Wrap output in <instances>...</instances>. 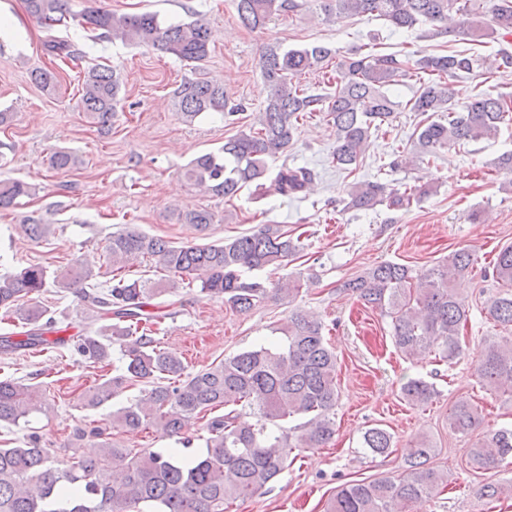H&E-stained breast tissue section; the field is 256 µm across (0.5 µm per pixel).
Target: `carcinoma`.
Wrapping results in <instances>:
<instances>
[{"label": "carcinoma", "instance_id": "cac0c4a2", "mask_svg": "<svg viewBox=\"0 0 512 512\" xmlns=\"http://www.w3.org/2000/svg\"><path fill=\"white\" fill-rule=\"evenodd\" d=\"M238 19L250 29H261L284 13L301 9L299 0H235ZM484 0H326L324 9L337 19L376 14L397 30L428 25L439 34L452 21L462 35L477 41L501 32L512 35V0H489L490 18L484 21ZM26 10L48 32V54L77 62L80 53L68 40L54 35L68 19L79 17L92 38L120 39L171 54L192 66L193 76L173 91L177 111L187 122L209 112H222L229 104L224 86L208 80L200 62L209 53V29L201 19L162 25L153 13L117 15L88 6L80 14L70 12L68 0H24ZM335 66V90L312 93L294 79ZM477 59L466 50L412 60L396 54L369 53L335 59L323 46L283 50L265 47L260 58L263 79L270 87L267 103L258 118L259 128L241 131L224 145L191 160L185 171L194 186L231 199L251 190L258 203L272 194L294 196L306 188L311 173L305 168H281L271 173L268 160L284 152L298 122L312 112H324L336 126V167L354 172L371 132L391 124L397 102L385 87L408 74L429 76L407 102L410 111L424 119L413 133L412 153L397 152L389 169L409 166L449 144L478 141L494 136L500 125L512 119V100L489 93L472 95L460 106L448 78L468 74ZM33 80L51 91L57 73L48 68L33 72ZM80 105L101 128L112 127L122 100V76L109 66L83 72ZM443 113V117L436 114ZM80 158L58 150L49 156L54 170L75 169ZM433 188L413 186L403 191L387 183L356 181L349 186L345 208L370 210L388 202L408 208L430 195ZM35 195V187L16 179L0 180V209L19 204V198ZM179 220L205 231L214 223L206 209L182 212ZM303 250L298 238L278 225L264 224L249 234L220 243L175 246L149 236L131 224L112 234L107 261L112 270L130 268L148 258L154 268L174 279L153 282L149 278H112L102 289L92 270L73 266L48 281L47 268L30 264L15 273L0 275V309L22 328L13 336H0V353L14 354L37 347L64 346L50 338L59 332L37 296L48 284L80 295L88 310L87 326L100 318L109 324L94 332L72 337V349L92 368L107 365L112 346L120 350L118 374L86 391L85 408L96 409L114 396L138 388V394L112 411V429L135 432L153 429L175 437L185 448L192 445L191 426L215 410L203 425L205 451L187 456L177 449L132 452L100 427L75 430L72 454L64 461L42 447L31 434L23 444L0 448V512H226L228 505L268 488L288 466L293 450L322 448L335 435V411L339 399L336 355L329 347L325 327L311 313L295 308L275 332L277 344L242 350L196 372H186L183 360L157 346L152 327L160 316L151 311L153 300L180 288L200 283V292L222 297L233 309L247 313L270 297L259 279L245 274L279 270L297 259ZM475 251L462 247L437 264L413 270L406 264L379 263L344 282L342 288L362 303L391 319L392 339L405 357L420 360L434 354L452 361L464 352V330L469 307L455 288L457 280L471 274ZM492 278L503 293L488 307L490 318L503 329L512 328V244L502 247L493 263ZM476 374L488 391L512 395V336L484 338L475 352ZM42 383L25 384L10 376L0 378V424L18 425L34 412L49 407ZM403 398L426 404L437 395L433 384L410 379L401 387ZM255 417L252 422L249 417ZM300 417L290 428L282 425ZM482 422V410L459 397L448 414L449 429L468 435ZM97 441L92 456L78 453L77 444ZM361 445L382 454L392 447V435L380 427L366 429ZM425 434L412 441L402 472L372 481H353L339 486L326 512H409L419 500L430 498L447 486L448 478L430 465L435 456ZM512 457V428L482 436L469 449L470 465L495 470ZM512 494V479L487 482L478 487L481 499Z\"/></svg>", "mask_w": 512, "mask_h": 512}]
</instances>
